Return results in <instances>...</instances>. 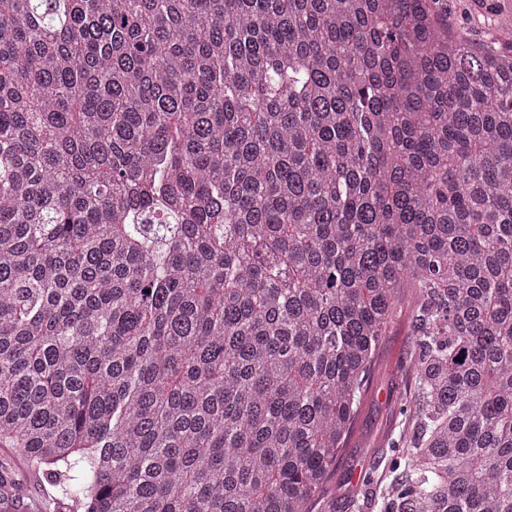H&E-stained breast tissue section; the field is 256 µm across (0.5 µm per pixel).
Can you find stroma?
Returning <instances> with one entry per match:
<instances>
[{
    "label": "stroma",
    "instance_id": "obj_1",
    "mask_svg": "<svg viewBox=\"0 0 512 512\" xmlns=\"http://www.w3.org/2000/svg\"><path fill=\"white\" fill-rule=\"evenodd\" d=\"M448 23L466 29L478 43H511L512 0H492L481 11L474 7L473 0H448ZM413 340L414 323L410 309L405 307L379 348L353 432L326 484V493L335 500L337 512H349L352 503L361 498L363 477L382 471L391 455L390 443L403 424L400 403L411 386L407 354ZM0 461L10 465L21 484L18 495L0 504V512H66L55 503L42 470L10 448L0 447Z\"/></svg>",
    "mask_w": 512,
    "mask_h": 512
}]
</instances>
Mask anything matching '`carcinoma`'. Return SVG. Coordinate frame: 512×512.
I'll return each mask as SVG.
<instances>
[{
  "instance_id": "obj_1",
  "label": "carcinoma",
  "mask_w": 512,
  "mask_h": 512,
  "mask_svg": "<svg viewBox=\"0 0 512 512\" xmlns=\"http://www.w3.org/2000/svg\"><path fill=\"white\" fill-rule=\"evenodd\" d=\"M512 512V47L448 0H0V445L69 512ZM413 340L414 323L405 305L379 348L353 432L326 484L338 512L358 510L351 505L361 498L363 477L380 474L390 458V443L403 424L400 403L411 387L407 354Z\"/></svg>"
}]
</instances>
